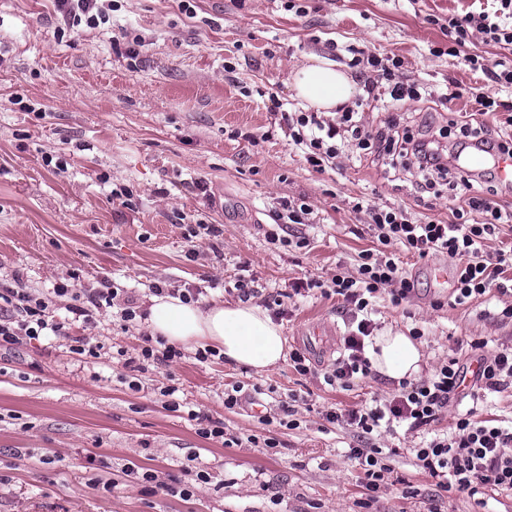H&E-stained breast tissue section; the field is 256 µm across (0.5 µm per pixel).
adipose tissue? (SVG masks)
Segmentation results:
<instances>
[{"instance_id":"obj_1","label":"adipose tissue","mask_w":512,"mask_h":512,"mask_svg":"<svg viewBox=\"0 0 512 512\" xmlns=\"http://www.w3.org/2000/svg\"><path fill=\"white\" fill-rule=\"evenodd\" d=\"M288 87L307 108L333 112L358 91L354 76L333 61L308 55L291 71ZM145 330L170 344L216 349L230 363L267 371L286 358L287 340L282 327L259 306L248 302L204 305L185 303L175 296H151ZM373 368L392 379H409L421 371L422 354L413 339L386 331L367 349Z\"/></svg>"}]
</instances>
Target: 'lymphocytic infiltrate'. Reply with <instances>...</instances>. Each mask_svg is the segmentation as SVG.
<instances>
[{
    "label": "lymphocytic infiltrate",
    "mask_w": 512,
    "mask_h": 512,
    "mask_svg": "<svg viewBox=\"0 0 512 512\" xmlns=\"http://www.w3.org/2000/svg\"><path fill=\"white\" fill-rule=\"evenodd\" d=\"M64 25L96 29L111 24L118 6L113 0H55ZM494 12L469 11L448 19V38L451 56L462 58L469 70L482 73L495 87L497 94L467 93L460 84L448 86V99L471 96L479 121L457 123L456 127H437L424 138L415 137L402 129L400 120L391 116L374 129L361 128L358 112L346 110L335 122L321 119L315 112H285L281 118L284 133L292 148L301 150L313 169L322 171L335 166L342 153L338 139L347 135L354 140L363 155L377 154L399 159L403 168H412L420 176L418 187L426 192L436 181L447 182L455 197L461 198V207L452 209L449 220L411 216L406 206L380 205L368 199L354 202V212L366 214L368 224L375 231L385 252L374 257L364 251L356 273L337 270L326 283H295L294 292L320 290L321 294L337 295L358 315L355 331L345 338L346 355L337 359L324 380L342 387L371 373L365 355V339L374 331L371 318L373 300L377 294H390L393 303L408 299L415 290L413 280L405 276L396 261L397 249L403 248L418 258L441 255L455 263L453 291L455 304L466 305L491 292L507 294L512 288L502 281L504 267L512 266V251L489 255L484 249L488 236L499 226L512 223V209L506 210L497 201L500 185L493 166L473 170L465 166L449 169L442 139L451 137L459 152H466L470 143L483 145L485 153L512 152V101H504L500 92L512 94V58L489 62L485 57L468 50L474 37L488 44L512 51V0H498ZM350 67L373 69L382 73L389 83L387 91L377 84L365 82L364 91L371 100L389 94L392 102L405 99L420 100L426 90L417 80L400 81L396 78L398 62H387L361 49H353ZM506 113L507 132L490 134L481 118L487 114ZM484 190L474 194V183ZM478 213L480 221H470L471 213ZM117 289L104 287L86 292L77 291L73 284L58 283L49 298L35 296L24 288L0 289V346L19 345L43 336H68L67 322L57 320L54 309L59 298L71 301L70 313L84 323L94 321L96 313L113 306ZM479 369L466 374L457 358L442 363L430 379L402 381L397 394L381 404L364 406L343 413L328 412V422H343L358 437H365L378 428L407 425L409 431H419L437 422L462 392L465 378H472L477 389L498 392L512 386V348L480 356ZM414 455L417 466L440 488L475 496L482 490H512V427H505L494 419L479 417L475 410H467L454 419L452 430L424 439Z\"/></svg>",
    "instance_id": "f902f5d3"
}]
</instances>
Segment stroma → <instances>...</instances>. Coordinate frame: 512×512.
Listing matches in <instances>:
<instances>
[{"mask_svg":"<svg viewBox=\"0 0 512 512\" xmlns=\"http://www.w3.org/2000/svg\"><path fill=\"white\" fill-rule=\"evenodd\" d=\"M119 3L111 28L66 30L54 0H0V284L19 273L46 297L72 275L82 288L132 292L143 307L157 283L200 289L204 304L235 303L245 278L255 304L282 301L288 348L316 371L300 374L289 360L264 372L216 356L201 362L188 346L181 359L136 371L116 354L137 357L144 331L122 321L118 304L95 326L70 329L98 346V358L72 354L62 337L0 347V512H512V490L488 491L481 508L439 488L415 464L420 434L397 427L361 442L327 421V412L392 396L397 384L377 373L346 390L325 384L321 371L340 356L350 317L340 297L295 295L291 283L327 280L340 267L356 273L361 253L379 249L354 198L442 220L454 203L421 199L415 176L359 157L350 141L335 167L315 171L280 127L282 112L300 109L292 67L312 53L348 64L351 45L398 57L401 77L427 84L429 96L400 112L413 134L471 112L468 98L444 100L447 82L489 86L449 56L439 22L490 0H307L302 15L286 0H193L189 12L179 0ZM120 28L140 37L136 57L114 43ZM48 153L66 170L45 165ZM122 187L128 200L112 195ZM289 199L312 212L289 225L290 245L272 243ZM398 257L416 293L398 306L381 295L373 320L423 330L422 377L448 358L468 367L478 353L512 346V319L500 316L512 295L455 306L429 279L438 257ZM169 385L180 410L161 394ZM235 385L239 402L225 408ZM286 399L297 428L259 423L263 412L280 417ZM192 410L222 422L223 437H202ZM252 434L255 445H236ZM360 442L382 449L391 468L378 491L349 457ZM200 470L205 480L189 481ZM146 472L169 491L143 483ZM187 482L186 501L176 489Z\"/></svg>","mask_w":512,"mask_h":512,"instance_id":"stroma-1","label":"stroma"}]
</instances>
